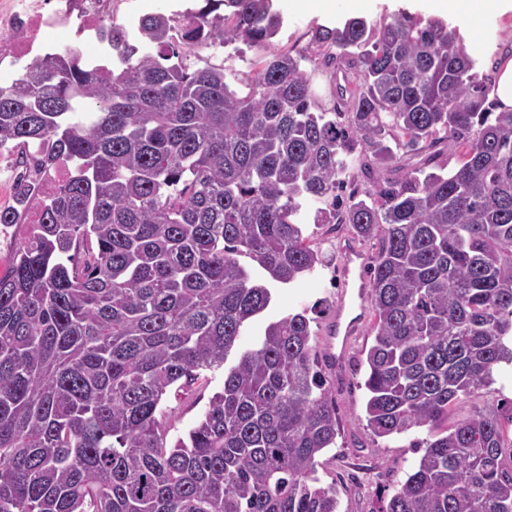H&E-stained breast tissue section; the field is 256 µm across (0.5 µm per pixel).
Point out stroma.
<instances>
[{
  "label": "stroma",
  "instance_id": "stroma-1",
  "mask_svg": "<svg viewBox=\"0 0 512 512\" xmlns=\"http://www.w3.org/2000/svg\"><path fill=\"white\" fill-rule=\"evenodd\" d=\"M467 52L479 59L484 73L494 74L497 62L512 51V15L493 13L471 19L451 17ZM307 233L325 256V264L294 283L276 286L269 306L254 316L237 340L238 351L253 348L266 326L284 316L306 312L312 318L315 349H322L328 322L342 289L339 249L354 234L345 224L308 225ZM373 335L362 328L340 367L323 365L322 372L336 404L340 430L335 447L318 458L317 475L322 485L336 488L340 512H381L406 474L416 466L422 451L417 441L426 439L427 430L419 429L387 438L374 437L366 427V393L361 383L365 359ZM224 384L223 370L202 372L191 387L168 394L162 407V420L169 439L184 435L203 415L210 398ZM512 400V366L499 368L494 382L480 398L463 397L448 410L449 423H457L473 413L478 404H497Z\"/></svg>",
  "mask_w": 512,
  "mask_h": 512
}]
</instances>
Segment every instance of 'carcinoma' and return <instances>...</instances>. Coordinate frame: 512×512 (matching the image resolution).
Returning <instances> with one entry per match:
<instances>
[{"label": "carcinoma", "instance_id": "1", "mask_svg": "<svg viewBox=\"0 0 512 512\" xmlns=\"http://www.w3.org/2000/svg\"><path fill=\"white\" fill-rule=\"evenodd\" d=\"M202 2L177 27L157 11L107 28L110 64L64 50L0 89V149L31 174L73 166L0 273V512H337L316 476L339 422L310 319L270 323L226 366L271 285L323 262L306 201L314 223L379 238L374 436L433 431L512 364V109L457 30L354 17L286 50L272 0ZM216 44L259 56L228 73L199 54ZM220 367L168 441L164 397ZM509 425L486 405L425 440L383 512H512Z\"/></svg>", "mask_w": 512, "mask_h": 512}]
</instances>
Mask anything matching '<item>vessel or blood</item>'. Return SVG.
<instances>
[{"label":"vessel or blood","mask_w":512,"mask_h":512,"mask_svg":"<svg viewBox=\"0 0 512 512\" xmlns=\"http://www.w3.org/2000/svg\"><path fill=\"white\" fill-rule=\"evenodd\" d=\"M342 276L344 288L336 303V312L328 329L325 352L331 361H338L346 352L351 339L365 321L366 288L356 271L364 266L366 257L356 246L343 247Z\"/></svg>","instance_id":"vessel-or-blood-1"}]
</instances>
